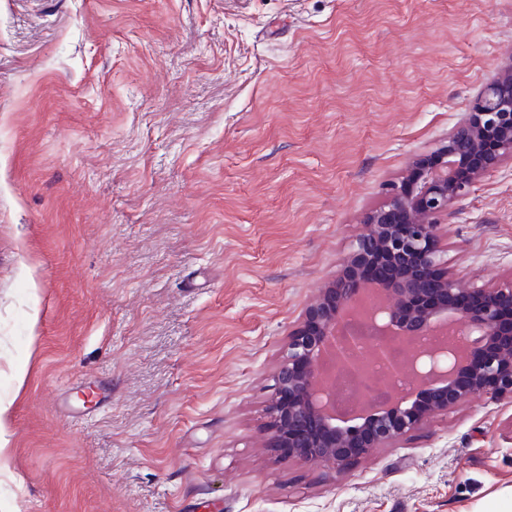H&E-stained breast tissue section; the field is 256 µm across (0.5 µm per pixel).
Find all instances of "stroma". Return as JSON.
<instances>
[{"label": "stroma", "instance_id": "1", "mask_svg": "<svg viewBox=\"0 0 512 512\" xmlns=\"http://www.w3.org/2000/svg\"><path fill=\"white\" fill-rule=\"evenodd\" d=\"M512 66V0H0V512H512V402L264 448L289 332ZM512 280V159L440 219Z\"/></svg>", "mask_w": 512, "mask_h": 512}]
</instances>
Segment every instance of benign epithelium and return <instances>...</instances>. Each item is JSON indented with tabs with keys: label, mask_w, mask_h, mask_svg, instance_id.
Returning <instances> with one entry per match:
<instances>
[{
	"label": "benign epithelium",
	"mask_w": 512,
	"mask_h": 512,
	"mask_svg": "<svg viewBox=\"0 0 512 512\" xmlns=\"http://www.w3.org/2000/svg\"><path fill=\"white\" fill-rule=\"evenodd\" d=\"M512 157V69L481 88L438 158L417 162L370 212L336 280L289 333L265 446L341 468L467 399L512 401V282L465 288L440 271L438 220ZM367 353L412 387L340 401L336 373L367 375ZM411 354L396 357L398 342Z\"/></svg>",
	"instance_id": "1"
}]
</instances>
